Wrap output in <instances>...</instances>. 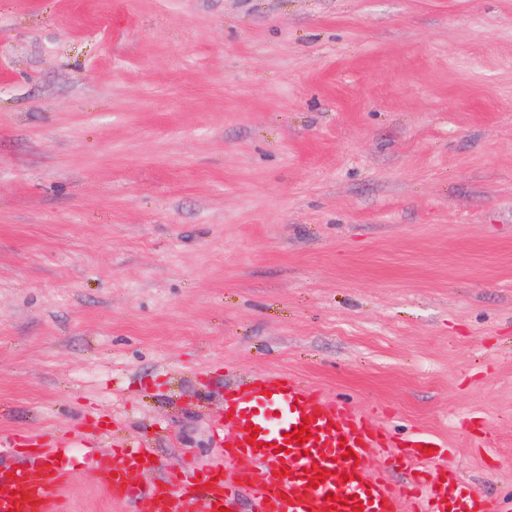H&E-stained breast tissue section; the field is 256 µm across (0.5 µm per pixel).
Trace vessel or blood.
Masks as SVG:
<instances>
[{"label": "vessel or blood", "mask_w": 512, "mask_h": 512, "mask_svg": "<svg viewBox=\"0 0 512 512\" xmlns=\"http://www.w3.org/2000/svg\"><path fill=\"white\" fill-rule=\"evenodd\" d=\"M224 408L230 418L216 425L223 461L215 468L179 477L160 478L147 496L128 482L130 473L155 467L149 449L123 448L98 460L100 485L128 512H233L240 495H248L251 512H331L328 496L338 502L332 512H404L413 498V512H512L511 498H493L477 491L448 470L447 450L435 438H419L397 448L409 466L407 485L390 484L371 467L374 452L392 446L385 431L376 428L349 403L327 397L293 375L270 373L251 383L224 389ZM309 425L303 444L288 443L294 428ZM63 437L48 448L35 447L23 431L0 434V458H10L7 476H0V512H65L62 491L70 468ZM352 457H345V450ZM248 468H239V461ZM264 473L253 484L250 467Z\"/></svg>", "instance_id": "obj_1"}]
</instances>
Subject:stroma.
Returning <instances> with one entry per match:
<instances>
[{"label":"stroma","instance_id":"1","mask_svg":"<svg viewBox=\"0 0 512 512\" xmlns=\"http://www.w3.org/2000/svg\"><path fill=\"white\" fill-rule=\"evenodd\" d=\"M279 371L512 495V0H0V432L126 512Z\"/></svg>","mask_w":512,"mask_h":512}]
</instances>
